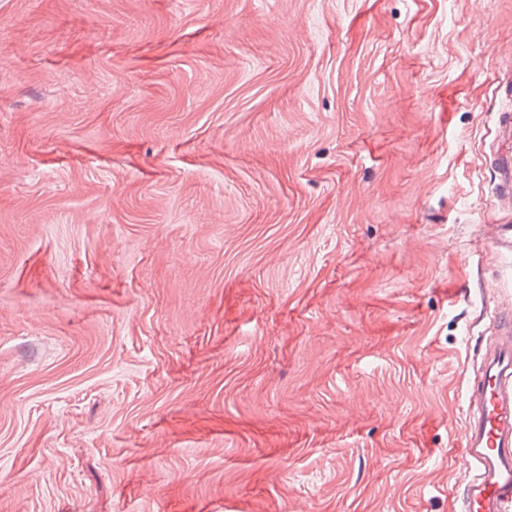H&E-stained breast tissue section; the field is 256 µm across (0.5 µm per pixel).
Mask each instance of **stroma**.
Masks as SVG:
<instances>
[{"label":"stroma","mask_w":512,"mask_h":512,"mask_svg":"<svg viewBox=\"0 0 512 512\" xmlns=\"http://www.w3.org/2000/svg\"><path fill=\"white\" fill-rule=\"evenodd\" d=\"M512 0H0V512H455Z\"/></svg>","instance_id":"1"}]
</instances>
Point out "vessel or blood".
Returning a JSON list of instances; mask_svg holds the SVG:
<instances>
[{
	"instance_id": "vessel-or-blood-1",
	"label": "vessel or blood",
	"mask_w": 512,
	"mask_h": 512,
	"mask_svg": "<svg viewBox=\"0 0 512 512\" xmlns=\"http://www.w3.org/2000/svg\"><path fill=\"white\" fill-rule=\"evenodd\" d=\"M495 327L481 379L467 392L461 454L470 472L459 512H512V316H498Z\"/></svg>"
}]
</instances>
